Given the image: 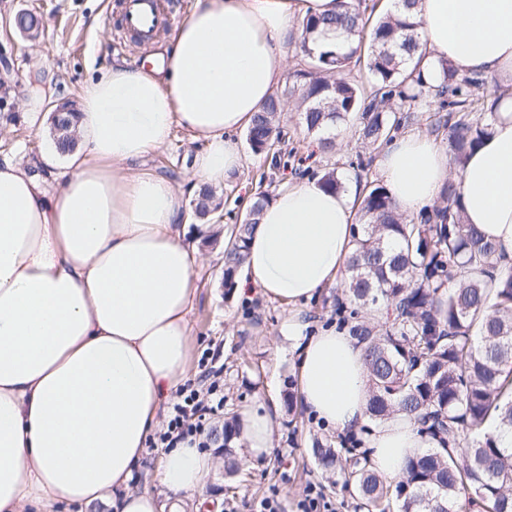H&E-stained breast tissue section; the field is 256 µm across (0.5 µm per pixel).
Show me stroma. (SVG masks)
Returning a JSON list of instances; mask_svg holds the SVG:
<instances>
[{"label":"stroma","instance_id":"obj_1","mask_svg":"<svg viewBox=\"0 0 512 512\" xmlns=\"http://www.w3.org/2000/svg\"><path fill=\"white\" fill-rule=\"evenodd\" d=\"M22 9L41 17L37 37L8 27V19ZM121 19L122 0H0V52L9 60L15 83L8 93L7 110L0 111V159L30 167L53 145L49 121L30 126L18 110L19 102L28 95L31 72L48 73L53 101H75L82 85L101 76L113 61L123 60L133 67L145 61L147 50L127 38ZM281 125L289 140L296 142L298 154L289 157V169L277 172L268 184L269 193L295 182L292 167L296 164L318 174L337 168L345 179L354 180V171L345 165L348 156L359 149L353 125L338 129L336 148L326 153L318 151L314 138L304 135L298 112L284 116ZM197 149L177 128L166 148L148 158L146 165L179 184ZM268 170L264 157L246 153L240 172L224 184L225 211L246 213ZM200 252L203 260L193 269L198 293L190 315L192 357L187 378L196 380L202 370H210L224 395L223 407L206 426L223 427L225 418L257 404L276 408L277 416L272 454L254 458L238 452L240 470L221 476L204 494L190 497L181 512H199L206 502L216 503L218 512H257L260 501L267 497L277 498L282 512H299L298 504L313 484L321 488L335 512H360L354 490L336 484L334 475L309 452L313 438L333 444L341 439V432L308 414L302 405L291 410L284 406L285 392L297 388L293 356L281 344L288 304L269 300L258 290L247 294L225 291L222 245L204 244ZM296 309L309 332L339 325L335 289H324Z\"/></svg>","mask_w":512,"mask_h":512}]
</instances>
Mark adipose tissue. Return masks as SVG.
Listing matches in <instances>:
<instances>
[{
  "mask_svg": "<svg viewBox=\"0 0 512 512\" xmlns=\"http://www.w3.org/2000/svg\"><path fill=\"white\" fill-rule=\"evenodd\" d=\"M337 0H194L152 67L116 62L80 90L71 152L40 158L64 167L47 187L0 161V512L76 503L87 512H163L130 482L166 403L187 374L200 260L179 225L187 195L223 185L242 166L237 135L288 70L299 21L334 13ZM422 77L442 63L501 88L490 129L460 171L434 138L410 133L375 161L399 212L417 216L449 178L465 223L500 243L512 262V0H418ZM198 142L184 188L140 169L174 128ZM346 192L304 179L277 191L246 243L240 288L295 304L336 286L355 249ZM300 315L282 329L297 350L302 403L342 432L367 419L363 342L329 329L306 335ZM252 456L273 448L269 412L242 418ZM384 477L432 437L396 414L367 437ZM216 460L182 444L155 478L172 496L203 489Z\"/></svg>",
  "mask_w": 512,
  "mask_h": 512,
  "instance_id": "adipose-tissue-1",
  "label": "adipose tissue"
}]
</instances>
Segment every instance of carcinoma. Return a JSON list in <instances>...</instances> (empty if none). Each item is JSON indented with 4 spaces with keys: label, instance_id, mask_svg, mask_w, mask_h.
I'll return each instance as SVG.
<instances>
[{
    "label": "carcinoma",
    "instance_id": "obj_1",
    "mask_svg": "<svg viewBox=\"0 0 512 512\" xmlns=\"http://www.w3.org/2000/svg\"><path fill=\"white\" fill-rule=\"evenodd\" d=\"M365 10L339 0L331 18H308L298 38L307 64L289 74L291 86L270 97L255 113L245 139L251 152L280 165L278 144L286 138L280 115L288 97L298 96L301 128L321 148L334 147L333 131L354 121L361 150L346 165L362 178L376 156L418 121L423 102L437 106L430 133L447 142L454 169L488 133L490 100L479 94L481 78L460 77L449 64L443 81L428 86L410 68L423 58L419 24L391 15L366 29ZM336 28L355 38L342 53L310 43L322 29ZM363 66L367 83L352 74ZM52 124L57 148L70 151L74 108L60 105ZM222 197L203 188L192 200L195 218L224 217ZM266 191L254 197L250 222L234 223L224 241V287L233 288L245 261L247 237L263 207ZM357 204L355 251L347 262L344 295L352 336L365 341L369 377L368 416L386 420L401 412L436 438L439 447L409 458L395 485L399 512H512V447L500 431L512 432V267L505 253L462 219L458 184L450 179L431 209L406 219L384 185L366 180ZM234 420L224 421V470L240 468ZM312 456L356 487L365 505L378 508L390 494L378 475L355 459L342 462L339 450L314 441Z\"/></svg>",
    "mask_w": 512,
    "mask_h": 512
}]
</instances>
